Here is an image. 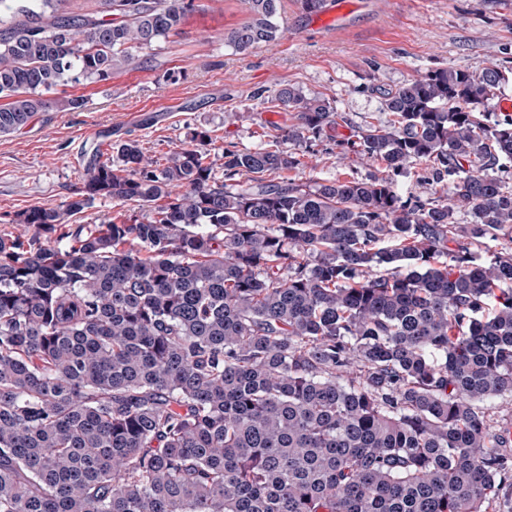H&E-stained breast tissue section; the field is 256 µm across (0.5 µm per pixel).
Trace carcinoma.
I'll return each instance as SVG.
<instances>
[{"label": "carcinoma", "mask_w": 512, "mask_h": 512, "mask_svg": "<svg viewBox=\"0 0 512 512\" xmlns=\"http://www.w3.org/2000/svg\"><path fill=\"white\" fill-rule=\"evenodd\" d=\"M64 2L0 0V134L82 107L43 92L109 79L193 7ZM246 2L240 52L279 32L280 0ZM508 81L437 68L387 93L389 125L352 143L386 177L277 181L293 153L230 142L220 181L195 130L164 164L97 150L65 207L21 213L63 224L106 197L154 217L0 239V512H512V423L481 406L512 397V253L449 247L512 235V116L487 119ZM279 99L290 142L336 123ZM416 162L448 202L401 196Z\"/></svg>", "instance_id": "obj_1"}]
</instances>
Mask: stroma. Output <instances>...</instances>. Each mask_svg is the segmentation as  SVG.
<instances>
[{"label":"stroma","mask_w":512,"mask_h":512,"mask_svg":"<svg viewBox=\"0 0 512 512\" xmlns=\"http://www.w3.org/2000/svg\"><path fill=\"white\" fill-rule=\"evenodd\" d=\"M248 18L245 0H194L178 34L132 49V63L111 79L50 91L54 100L82 98V109L37 112L0 135V237L25 233L55 246L58 231L25 230L15 218L65 204L95 146L132 139L161 159L197 129L208 131L215 160L228 140L242 150L265 147L294 122L274 101L285 87L325 100L340 117L320 137L291 145L300 161L291 177H383V163L360 160L343 143L359 128L387 123L386 92L431 69H512V0H403L392 11L368 4L337 34L318 28L299 0H281L277 41L241 53L224 36ZM120 213L139 223L151 217L138 203L99 198L69 222L98 226Z\"/></svg>","instance_id":"35a3bbf8"}]
</instances>
